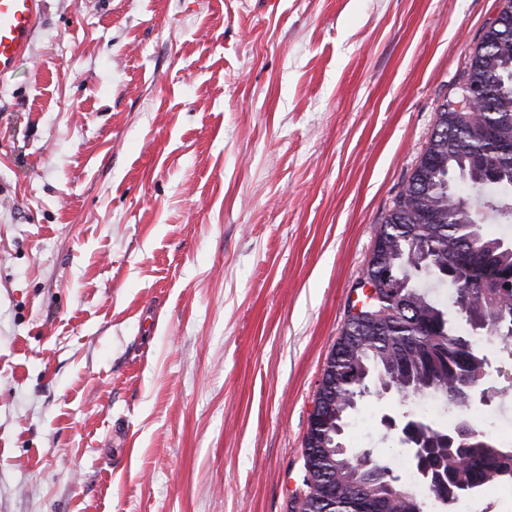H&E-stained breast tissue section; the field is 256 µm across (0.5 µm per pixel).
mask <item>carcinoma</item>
Masks as SVG:
<instances>
[{
    "label": "carcinoma",
    "mask_w": 512,
    "mask_h": 512,
    "mask_svg": "<svg viewBox=\"0 0 512 512\" xmlns=\"http://www.w3.org/2000/svg\"><path fill=\"white\" fill-rule=\"evenodd\" d=\"M503 25H490L469 55L451 101L436 126L407 188L383 219L366 278L379 285L350 314L327 359L303 448V485L296 512H381L386 478L363 465L367 449H353L343 465L347 418L371 383L406 396L438 395L445 406L497 397L486 381L487 356L476 336H512V285L481 280L485 272H512V244L489 232L512 193V0H503ZM488 89L476 110L469 89ZM483 188L475 202L455 187L454 176ZM448 288L440 301L434 289ZM465 320L470 333L451 324ZM475 446L455 478L475 490L512 469V454L474 428Z\"/></svg>",
    "instance_id": "cac0c4a2"
}]
</instances>
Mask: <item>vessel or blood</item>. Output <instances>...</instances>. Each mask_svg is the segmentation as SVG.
Returning <instances> with one entry per match:
<instances>
[{
  "label": "vessel or blood",
  "mask_w": 512,
  "mask_h": 512,
  "mask_svg": "<svg viewBox=\"0 0 512 512\" xmlns=\"http://www.w3.org/2000/svg\"><path fill=\"white\" fill-rule=\"evenodd\" d=\"M39 18V0H0V76L24 60Z\"/></svg>",
  "instance_id": "vessel-or-blood-1"
}]
</instances>
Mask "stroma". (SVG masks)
<instances>
[{"label":"stroma","mask_w":512,"mask_h":512,"mask_svg":"<svg viewBox=\"0 0 512 512\" xmlns=\"http://www.w3.org/2000/svg\"><path fill=\"white\" fill-rule=\"evenodd\" d=\"M501 0H42L0 78V512H293L382 220ZM416 397H365L384 424Z\"/></svg>","instance_id":"stroma-1"}]
</instances>
